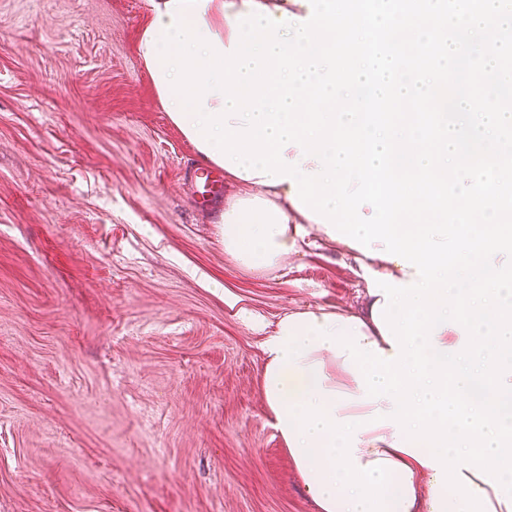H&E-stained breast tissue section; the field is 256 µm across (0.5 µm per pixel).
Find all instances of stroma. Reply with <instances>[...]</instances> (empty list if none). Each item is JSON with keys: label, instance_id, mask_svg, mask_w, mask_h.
Listing matches in <instances>:
<instances>
[{"label": "stroma", "instance_id": "35a3bbf8", "mask_svg": "<svg viewBox=\"0 0 512 512\" xmlns=\"http://www.w3.org/2000/svg\"><path fill=\"white\" fill-rule=\"evenodd\" d=\"M147 0H0V512H315L269 418L285 313L369 271L225 253L137 52Z\"/></svg>", "mask_w": 512, "mask_h": 512}]
</instances>
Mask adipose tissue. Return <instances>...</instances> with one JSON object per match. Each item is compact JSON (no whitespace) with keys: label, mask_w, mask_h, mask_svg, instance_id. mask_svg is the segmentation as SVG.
<instances>
[{"label":"adipose tissue","mask_w":512,"mask_h":512,"mask_svg":"<svg viewBox=\"0 0 512 512\" xmlns=\"http://www.w3.org/2000/svg\"><path fill=\"white\" fill-rule=\"evenodd\" d=\"M155 3L156 10L149 12L139 28L141 40L138 44L139 55L151 58L150 68L154 71L159 68L153 60L155 49L146 44L145 38L150 33L158 34L161 25L170 24L172 14L181 12L187 19L198 21L226 45L230 42L231 20L249 11L243 0H155ZM239 185L240 193L225 204L220 222L224 226L225 252L243 267L251 270L278 267L287 257L298 253L299 241L307 227H314L318 234H325L322 224H309L294 207L289 198L292 191L290 183L262 185L253 178L240 180ZM376 301V296L368 294L358 307L337 310L330 316L321 306L310 312L289 313L278 321L264 342L267 360L261 383L266 408L317 512H355L358 497L337 489L326 458L325 446L330 440L328 433L318 431L306 439H299L298 424L293 417L287 416V406L313 399L317 404L335 409L337 417L342 418L363 416L378 407L388 411L392 404L383 399L376 405L354 403L339 406L337 392L358 396L362 390L353 369L347 368L344 359L329 347H317L307 357L298 358L296 363L283 367L278 365L276 353L288 334L305 339L306 328L313 318L325 315L329 318L331 332H338L342 327L358 329L365 334L367 341L377 343L385 355H393V348L384 340L372 318ZM399 443L390 426L367 431L358 438L359 463L387 458L400 464L393 474V485L400 488L406 500L401 506H390L389 512H458L460 498L449 496L437 484L433 468L426 465L428 448L403 449Z\"/></svg>","instance_id":"obj_1"}]
</instances>
